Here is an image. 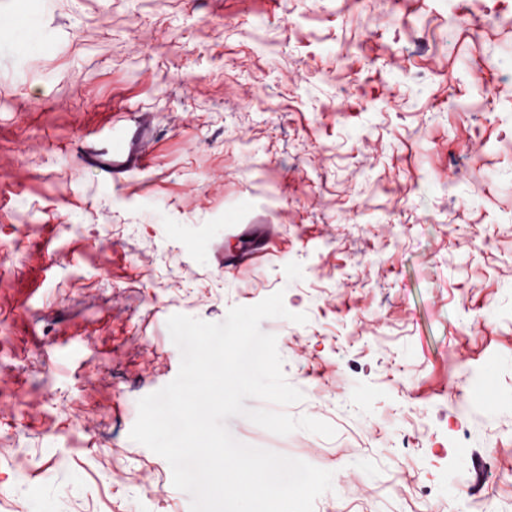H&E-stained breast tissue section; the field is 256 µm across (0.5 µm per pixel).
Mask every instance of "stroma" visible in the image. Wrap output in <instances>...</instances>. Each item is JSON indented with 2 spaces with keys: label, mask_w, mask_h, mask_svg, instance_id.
Masks as SVG:
<instances>
[{
  "label": "stroma",
  "mask_w": 512,
  "mask_h": 512,
  "mask_svg": "<svg viewBox=\"0 0 512 512\" xmlns=\"http://www.w3.org/2000/svg\"><path fill=\"white\" fill-rule=\"evenodd\" d=\"M279 290L336 434L237 440L314 512H512V0H0V512H190L130 438L167 320ZM126 148V140L121 135H115L112 137V173L122 166L130 164L134 162L135 159L133 155L136 152H140L141 155L145 154L147 151V144L142 140L137 138L133 139L130 143V147L128 150V155L125 160H121V158L125 155Z\"/></svg>",
  "instance_id": "stroma-1"
}]
</instances>
